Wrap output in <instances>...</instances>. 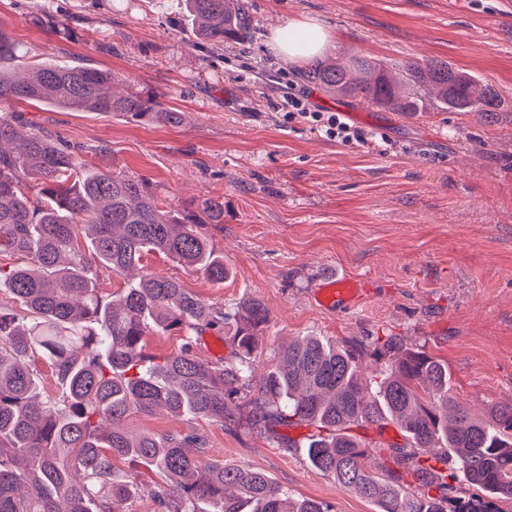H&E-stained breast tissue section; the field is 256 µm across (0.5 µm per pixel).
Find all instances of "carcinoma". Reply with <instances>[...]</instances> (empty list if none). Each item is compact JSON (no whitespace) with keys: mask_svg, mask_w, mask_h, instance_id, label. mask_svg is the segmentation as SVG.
<instances>
[{"mask_svg":"<svg viewBox=\"0 0 512 512\" xmlns=\"http://www.w3.org/2000/svg\"><path fill=\"white\" fill-rule=\"evenodd\" d=\"M196 39L214 48L256 30L248 0H184ZM34 24L81 39L69 17L43 12ZM302 79L322 90L409 118L432 109L497 115V91L443 61L390 65L364 56L350 63L316 59ZM112 73L88 63L21 62L18 43L0 26V291L19 309L0 307V512H117L136 491L113 478L114 460L149 467L164 483L151 490L154 512H331L312 499L292 500L257 470L205 461V436L130 435L132 411L157 410L219 425L229 403L267 431L295 423L312 429L307 456L317 470L377 503L379 512H496L512 501V403L490 418L472 417L452 394L448 365L388 338L375 350L387 361L376 382L352 351L322 336L280 350L256 374L257 335L268 323L260 301L229 312L150 272V253L176 259L222 283L231 273L206 233L224 223V197L174 208L142 175L94 170L82 149L41 128H26L4 108L25 101L66 110L118 114L129 121L178 125L182 112L156 95L112 90ZM131 278L107 302L100 268ZM184 337L160 361L142 354L147 332ZM230 333L235 359L194 356L206 331ZM43 358L62 388L40 399L35 360ZM391 420L405 445L410 491L381 479L366 463L368 448L351 434L363 422ZM441 448L437 468L420 448ZM463 484L470 495L449 496Z\"/></svg>","mask_w":512,"mask_h":512,"instance_id":"carcinoma-1","label":"carcinoma"}]
</instances>
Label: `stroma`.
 Listing matches in <instances>:
<instances>
[{
  "mask_svg": "<svg viewBox=\"0 0 512 512\" xmlns=\"http://www.w3.org/2000/svg\"><path fill=\"white\" fill-rule=\"evenodd\" d=\"M251 41L215 50L195 43L181 0H0V24L25 63L86 60L110 70L118 88L160 93L184 112L177 126L144 125L112 113L11 103L29 125L84 146L95 168L143 175L175 207L224 199V221L207 228L231 276L218 284L164 255L144 263L204 299L234 310L261 301L269 322L257 365L280 346L314 334L356 349L367 374L387 337L444 361L453 392L473 413L512 403V0H249ZM72 16V41L35 26V12ZM313 19L335 42L330 57L397 64L448 61L501 96L487 122L469 112L409 118L367 109L365 142L345 143L288 117L284 99L311 109L356 101L305 84L302 64L269 46L287 20ZM112 45L98 52L99 42ZM346 275L366 301L319 309V280ZM129 434H203L207 461L257 469L293 498L332 512H378L375 503L315 469L306 427L274 431L168 413H130ZM376 451L378 473L409 484L390 456L404 443L389 421L355 427Z\"/></svg>",
  "mask_w": 512,
  "mask_h": 512,
  "instance_id": "35a3bbf8",
  "label": "stroma"
}]
</instances>
